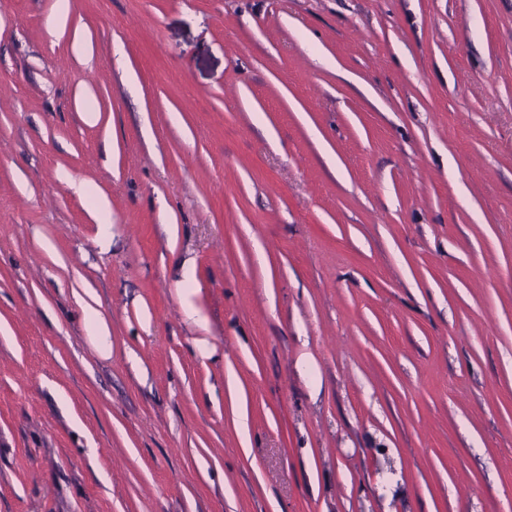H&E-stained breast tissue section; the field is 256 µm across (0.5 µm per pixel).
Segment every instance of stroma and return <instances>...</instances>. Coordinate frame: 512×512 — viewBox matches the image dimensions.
Masks as SVG:
<instances>
[{"mask_svg": "<svg viewBox=\"0 0 512 512\" xmlns=\"http://www.w3.org/2000/svg\"><path fill=\"white\" fill-rule=\"evenodd\" d=\"M0 512H512V0H0ZM84 322L90 336L103 349H108L110 345L109 333L106 323L100 318L97 311L92 309L89 304H85L83 308Z\"/></svg>", "mask_w": 512, "mask_h": 512, "instance_id": "obj_1", "label": "stroma"}]
</instances>
